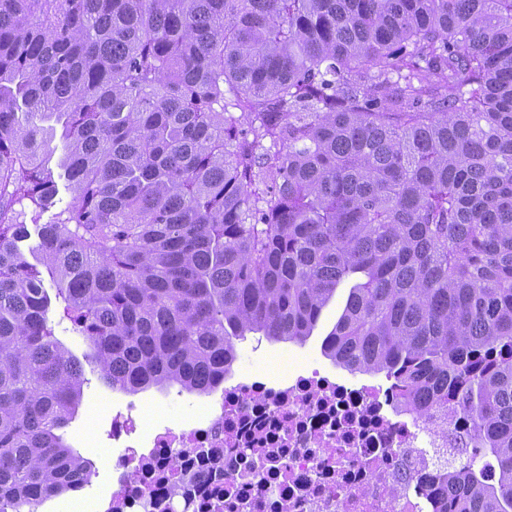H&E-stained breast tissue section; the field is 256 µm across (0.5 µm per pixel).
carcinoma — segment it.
I'll return each mask as SVG.
<instances>
[{
	"label": "carcinoma",
	"mask_w": 512,
	"mask_h": 512,
	"mask_svg": "<svg viewBox=\"0 0 512 512\" xmlns=\"http://www.w3.org/2000/svg\"><path fill=\"white\" fill-rule=\"evenodd\" d=\"M346 279L325 354L470 423L432 512H512V0H0V512L92 476L55 305L112 387L208 394Z\"/></svg>",
	"instance_id": "cac0c4a2"
}]
</instances>
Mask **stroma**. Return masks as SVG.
<instances>
[{
  "label": "stroma",
  "mask_w": 512,
  "mask_h": 512,
  "mask_svg": "<svg viewBox=\"0 0 512 512\" xmlns=\"http://www.w3.org/2000/svg\"><path fill=\"white\" fill-rule=\"evenodd\" d=\"M350 288L347 282L337 288L335 297L323 309L316 328L304 344L276 342L253 333L238 340L237 358L228 375L229 380L248 378L258 369L264 370L270 378H279L286 359L294 356L347 381L385 384L384 374L349 372L322 352L323 341L342 314ZM84 375L82 404L64 430L67 442L94 464L90 482L79 491L83 497L99 495L107 498L112 494V465L118 454L112 445L113 415L131 413L140 421L143 430L149 431L158 426L179 424L209 401L208 396L186 392L176 384L162 390L153 387L137 394L127 393L106 385L98 369L90 364L85 365Z\"/></svg>",
  "instance_id": "1"
}]
</instances>
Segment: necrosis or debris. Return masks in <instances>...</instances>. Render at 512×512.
<instances>
[{
	"instance_id": "1",
	"label": "necrosis or debris",
	"mask_w": 512,
	"mask_h": 512,
	"mask_svg": "<svg viewBox=\"0 0 512 512\" xmlns=\"http://www.w3.org/2000/svg\"><path fill=\"white\" fill-rule=\"evenodd\" d=\"M469 429L456 400L416 419L392 388L296 368L225 385L207 412L138 442L132 417L112 418L121 447L111 498L81 512H428L436 464Z\"/></svg>"
}]
</instances>
